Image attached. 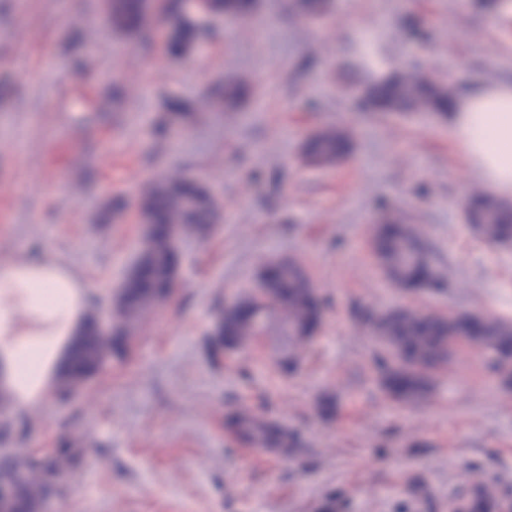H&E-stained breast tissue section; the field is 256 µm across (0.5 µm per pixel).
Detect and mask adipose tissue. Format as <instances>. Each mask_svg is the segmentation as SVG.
Returning a JSON list of instances; mask_svg holds the SVG:
<instances>
[{"mask_svg": "<svg viewBox=\"0 0 512 512\" xmlns=\"http://www.w3.org/2000/svg\"><path fill=\"white\" fill-rule=\"evenodd\" d=\"M448 130L482 184L512 199V80L454 99ZM95 293L58 255L0 267V391L13 411L39 408L56 390Z\"/></svg>", "mask_w": 512, "mask_h": 512, "instance_id": "ef3b65f1", "label": "adipose tissue"}]
</instances>
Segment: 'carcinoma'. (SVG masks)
Segmentation results:
<instances>
[{
    "mask_svg": "<svg viewBox=\"0 0 512 512\" xmlns=\"http://www.w3.org/2000/svg\"><path fill=\"white\" fill-rule=\"evenodd\" d=\"M163 10L177 24L171 32L169 52L186 54L198 37V30L184 13L182 0H163ZM215 14L250 18L254 0H213ZM146 11V0H116L113 23L120 29L139 28ZM367 112L385 114L413 111L444 115L452 99L449 89L427 79L394 75L369 83L361 94ZM350 148L349 135L340 129L317 132L305 145L304 159L318 166L334 165ZM472 228L487 242L501 244L512 238V204L485 194L471 197L465 207ZM141 221L149 224H171L182 232L206 233L220 220V208L207 189L195 180L177 175L156 182L143 199ZM379 248L377 261L386 278L405 287L419 281L430 269V257L419 244L415 232L404 224H389L375 229ZM176 242L155 237L148 231L139 254L129 268L117 293L113 318L116 326L112 339L96 335V317H88V329L74 346L69 370L61 383L65 396L92 378L114 358L123 359L130 350V326L154 303L167 294L176 274ZM263 291L274 301L263 304L257 292H249L224 308L215 342L226 348L241 347L255 338L262 326L254 317L277 310L288 338V355L280 360L287 370L299 363V348L308 343L318 325L321 303L315 295L311 279L293 259L272 263L260 281ZM485 322L484 334L471 337L474 345L491 353L496 379L512 382V325L498 319L484 318L470 312H450L444 316L428 309L395 306L383 313L374 324V340L378 346L376 360L381 369L379 385L390 398L401 405H415L428 391L434 374L444 370L460 351V338L467 336L472 324ZM227 429L238 439L260 449H276L282 453L295 451L297 438L280 423L255 418L243 412L227 417ZM82 457V449L67 444L44 458L21 454L12 448H0V485H8L25 496L32 512H44L46 501L60 493L72 478ZM467 512H500L505 504L494 489L475 480L457 499Z\"/></svg>",
    "mask_w": 512,
    "mask_h": 512,
    "instance_id": "obj_1",
    "label": "carcinoma"
}]
</instances>
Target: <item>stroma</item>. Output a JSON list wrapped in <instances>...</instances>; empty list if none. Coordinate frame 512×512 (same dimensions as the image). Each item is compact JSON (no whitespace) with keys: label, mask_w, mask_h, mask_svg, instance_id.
Segmentation results:
<instances>
[{"label":"stroma","mask_w":512,"mask_h":512,"mask_svg":"<svg viewBox=\"0 0 512 512\" xmlns=\"http://www.w3.org/2000/svg\"><path fill=\"white\" fill-rule=\"evenodd\" d=\"M257 0L250 20L199 14L205 39L171 56V21L115 27L104 0H0V265L65 257L110 313L138 252L140 205L158 180L205 185L221 212L184 238L169 299L146 312L126 359L70 399L13 414L0 445L82 462L47 512H451L473 475L512 505V389L486 361L456 358L415 406L378 385L373 321L394 305L512 321V243L465 220L482 184L444 117L355 109L369 77L351 63L367 33L394 72L464 93L512 79V20L469 0ZM245 80L236 102L218 87ZM187 103L176 114L174 103ZM345 130L350 155L307 164L303 145ZM416 228L440 280L410 292L370 259L382 218ZM291 258L324 302L308 356L275 363L277 315L247 345L212 338L225 306ZM243 411L298 433L291 456L224 428Z\"/></svg>","instance_id":"1"}]
</instances>
